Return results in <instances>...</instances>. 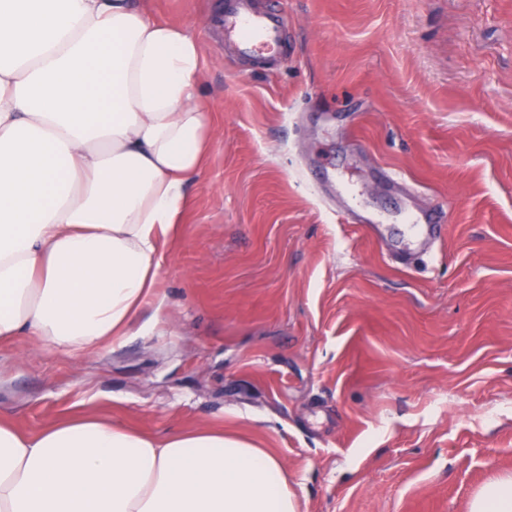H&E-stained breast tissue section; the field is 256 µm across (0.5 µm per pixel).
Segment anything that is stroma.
Wrapping results in <instances>:
<instances>
[{"label": "stroma", "mask_w": 512, "mask_h": 512, "mask_svg": "<svg viewBox=\"0 0 512 512\" xmlns=\"http://www.w3.org/2000/svg\"><path fill=\"white\" fill-rule=\"evenodd\" d=\"M283 3L253 63L224 0H138L197 37L219 124L163 305L96 356L1 349L0 416L221 427L301 512H469L512 475V0Z\"/></svg>", "instance_id": "35a3bbf8"}]
</instances>
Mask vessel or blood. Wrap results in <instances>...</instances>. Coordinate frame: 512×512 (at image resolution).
Returning <instances> with one entry per match:
<instances>
[{
  "mask_svg": "<svg viewBox=\"0 0 512 512\" xmlns=\"http://www.w3.org/2000/svg\"><path fill=\"white\" fill-rule=\"evenodd\" d=\"M286 17L280 5L259 6L257 0H227L224 8V37L235 54L255 58L283 34Z\"/></svg>",
  "mask_w": 512,
  "mask_h": 512,
  "instance_id": "obj_1",
  "label": "vessel or blood"
}]
</instances>
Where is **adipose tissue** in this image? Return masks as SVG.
Segmentation results:
<instances>
[{
  "label": "adipose tissue",
  "mask_w": 512,
  "mask_h": 512,
  "mask_svg": "<svg viewBox=\"0 0 512 512\" xmlns=\"http://www.w3.org/2000/svg\"><path fill=\"white\" fill-rule=\"evenodd\" d=\"M202 57L132 0H0V344L95 354L159 302L163 248L215 138ZM0 512H299L274 454L0 417Z\"/></svg>",
  "instance_id": "obj_1"
}]
</instances>
